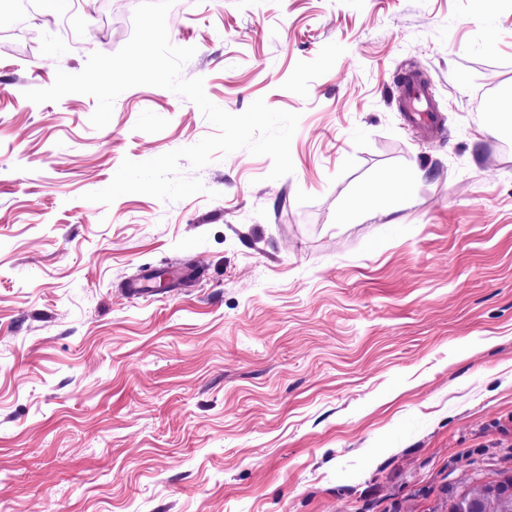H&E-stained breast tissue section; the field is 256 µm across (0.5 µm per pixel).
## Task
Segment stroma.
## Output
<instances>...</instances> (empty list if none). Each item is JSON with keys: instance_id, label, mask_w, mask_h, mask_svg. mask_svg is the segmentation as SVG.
<instances>
[{"instance_id": "1", "label": "stroma", "mask_w": 512, "mask_h": 512, "mask_svg": "<svg viewBox=\"0 0 512 512\" xmlns=\"http://www.w3.org/2000/svg\"><path fill=\"white\" fill-rule=\"evenodd\" d=\"M0 48V512H447L512 469V0H181L186 78L232 114L299 113L293 174L239 150L203 193L85 201L123 159L197 143L192 102L138 86L34 104L127 41L56 0ZM428 74L440 133L393 102ZM423 170L398 210L340 223ZM191 278L129 296L146 265Z\"/></svg>"}]
</instances>
